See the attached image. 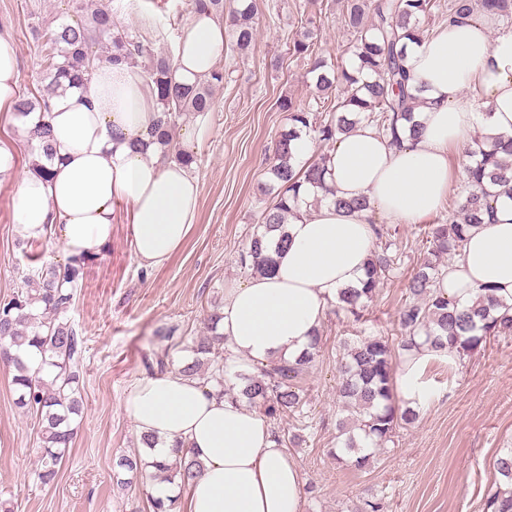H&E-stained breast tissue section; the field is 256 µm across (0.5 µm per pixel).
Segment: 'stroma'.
Segmentation results:
<instances>
[{
	"label": "stroma",
	"mask_w": 512,
	"mask_h": 512,
	"mask_svg": "<svg viewBox=\"0 0 512 512\" xmlns=\"http://www.w3.org/2000/svg\"><path fill=\"white\" fill-rule=\"evenodd\" d=\"M343 2L318 0L317 49L332 62L351 59ZM299 3L257 0L253 50H224V84L216 92L208 132L189 148L197 158L200 204L184 245L163 265L140 267L129 246L128 207L120 204L111 243L86 262L67 312L86 340L79 381L83 410L53 484L42 485L34 474L40 452L35 419L16 407L12 375L0 366V512H151L148 481L116 484L128 476L119 458L143 451L124 402L134 381L151 374L157 330L173 326L182 337L202 335L225 288L250 275L239 255L268 203L261 185L270 146L288 122L279 102L288 98L305 107L316 96L307 60L288 52ZM76 19L69 0H0V33L9 34L19 50L20 92L41 72L44 32ZM12 193V184L0 186V296L22 287L31 257L44 263L67 259L59 235L21 243ZM447 217L443 209L424 223L387 221L398 270L380 286L362 323L331 311L322 324L320 351L296 381L307 396L308 427L289 425L304 436L291 449L302 483L310 488L303 512H350L371 498L381 499L384 512H483L485 493L496 479L493 461L501 449L512 448V340L491 342L455 364H429L423 376L430 396L418 421L397 429L370 467L360 471L337 457L342 347L373 335L399 343L398 311L425 249V226Z\"/></svg>",
	"instance_id": "stroma-1"
}]
</instances>
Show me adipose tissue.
<instances>
[{
  "label": "adipose tissue",
  "instance_id": "obj_1",
  "mask_svg": "<svg viewBox=\"0 0 512 512\" xmlns=\"http://www.w3.org/2000/svg\"><path fill=\"white\" fill-rule=\"evenodd\" d=\"M227 36L226 19L194 16L176 52V81L208 75ZM406 64L425 88V102L415 112L420 134L397 148L362 122L339 137L328 154L327 180L337 196L367 199L369 207L348 212L326 200L301 206L270 272L225 289L219 331L226 372L295 362L340 291L364 280L375 244L373 215L412 224L435 214L450 188L465 190L453 157L471 146L476 132L512 138V29H501L498 14L451 22L435 36L409 43ZM17 84V45L0 35V110L15 105ZM157 118L140 69L127 63L99 64L88 89L52 97L49 174L17 175L13 149L0 145V184H15L20 235L38 239L54 226L68 256L89 258L111 241L114 207L124 202L138 264L152 268L168 261L194 229L199 182L152 136ZM491 204L493 217L469 229L440 282L445 297L463 304L487 287L512 302V202L495 198ZM458 357L457 349L427 345L408 352L395 376L396 391L410 407H420L424 368ZM125 411L137 436L156 440L155 459H168L177 447L200 462L186 490L187 512H301L297 460L242 400L173 369L137 380Z\"/></svg>",
  "mask_w": 512,
  "mask_h": 512
}]
</instances>
